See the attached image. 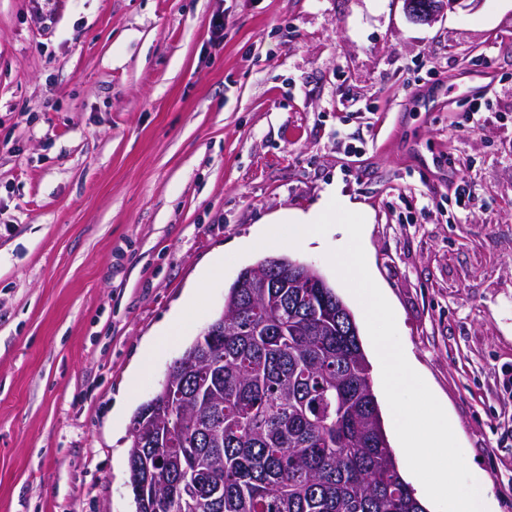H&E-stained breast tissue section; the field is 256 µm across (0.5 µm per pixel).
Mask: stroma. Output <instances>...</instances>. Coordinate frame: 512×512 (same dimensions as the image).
I'll return each instance as SVG.
<instances>
[{"mask_svg": "<svg viewBox=\"0 0 512 512\" xmlns=\"http://www.w3.org/2000/svg\"><path fill=\"white\" fill-rule=\"evenodd\" d=\"M451 177L476 183L471 212ZM330 188L368 211L406 359L512 512V0L429 24L403 0H0V512H135V411L264 257L317 269L372 354L327 260L342 227L257 243L261 217ZM224 260L206 312L131 378Z\"/></svg>", "mask_w": 512, "mask_h": 512, "instance_id": "1", "label": "stroma"}]
</instances>
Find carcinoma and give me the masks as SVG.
I'll use <instances>...</instances> for the list:
<instances>
[{"label":"carcinoma","mask_w":512,"mask_h":512,"mask_svg":"<svg viewBox=\"0 0 512 512\" xmlns=\"http://www.w3.org/2000/svg\"><path fill=\"white\" fill-rule=\"evenodd\" d=\"M135 412L136 512H426L383 429L356 319L264 258Z\"/></svg>","instance_id":"carcinoma-1"}]
</instances>
